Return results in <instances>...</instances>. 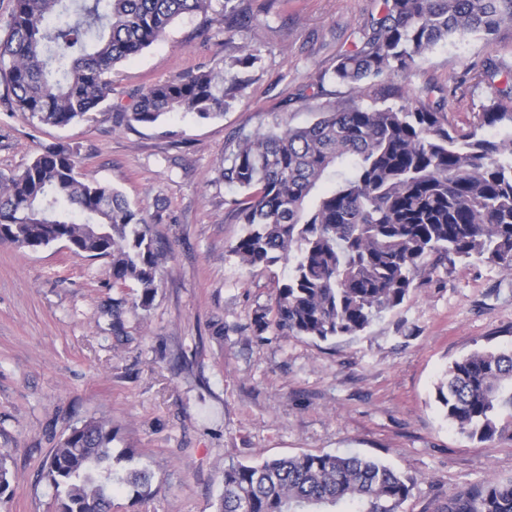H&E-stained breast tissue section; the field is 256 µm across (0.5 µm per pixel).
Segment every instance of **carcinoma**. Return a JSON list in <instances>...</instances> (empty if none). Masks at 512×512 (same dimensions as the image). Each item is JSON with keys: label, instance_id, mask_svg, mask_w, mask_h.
Instances as JSON below:
<instances>
[{"label": "carcinoma", "instance_id": "carcinoma-1", "mask_svg": "<svg viewBox=\"0 0 512 512\" xmlns=\"http://www.w3.org/2000/svg\"><path fill=\"white\" fill-rule=\"evenodd\" d=\"M212 0H10L0 17V106L43 125L90 119L112 94L120 62L160 39L182 14ZM228 37L248 26L242 0H224ZM512 27V0H382L380 17L338 56L332 78L412 75L416 58L450 37L495 39ZM258 53L241 49L219 68L196 69L140 90L128 128L179 112L222 115ZM425 88L399 107H330L306 127L240 132L224 149V185L239 192L232 215L246 225L231 253L256 266L293 255L274 306L257 330L327 341L355 336L402 303L427 266L476 257L512 271V84L468 129L448 120ZM491 128L498 136L479 131ZM77 150L52 143L24 170L0 173V240L36 250L60 240L112 260V284L132 281L148 309L161 259L152 229L121 191L77 172ZM445 417L480 442L512 438V349L474 351L451 363L436 387ZM112 423L92 418L45 464L57 512H110ZM216 512H400L416 479L357 455L303 454L248 465L224 463ZM153 475L119 479L151 494ZM446 512H512V479L460 491Z\"/></svg>", "mask_w": 512, "mask_h": 512}]
</instances>
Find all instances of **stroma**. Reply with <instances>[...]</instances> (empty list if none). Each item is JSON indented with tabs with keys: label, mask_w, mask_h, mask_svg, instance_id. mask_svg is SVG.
<instances>
[{
	"label": "stroma",
	"mask_w": 512,
	"mask_h": 512,
	"mask_svg": "<svg viewBox=\"0 0 512 512\" xmlns=\"http://www.w3.org/2000/svg\"><path fill=\"white\" fill-rule=\"evenodd\" d=\"M224 0L185 14L165 36L118 65L93 120L68 127L0 112V173L22 171L43 145L79 149L80 173L119 189L149 220L164 259L149 309L112 283L107 258L64 243L30 251L0 241V453L14 477L0 512H56L44 464L73 427L112 423L116 464L154 475L153 494L114 497L112 512H214L224 464L302 453L357 454L414 476L402 512H438L457 491L512 477V439L479 442L446 420L436 385L456 359L512 348V272L471 259L422 273L397 307L362 333L330 341L257 331L288 264L249 266L230 250L244 233L220 175L236 132L314 122L320 108L403 104L427 86L446 93L465 126L497 88L482 81L487 55L512 75V29L439 43L411 79L345 85L340 53L379 16L381 0H247L253 21L235 45L262 61L222 116L175 114L162 125L112 123L144 85L224 64ZM125 300L123 334L113 300Z\"/></svg>",
	"instance_id": "obj_1"
}]
</instances>
